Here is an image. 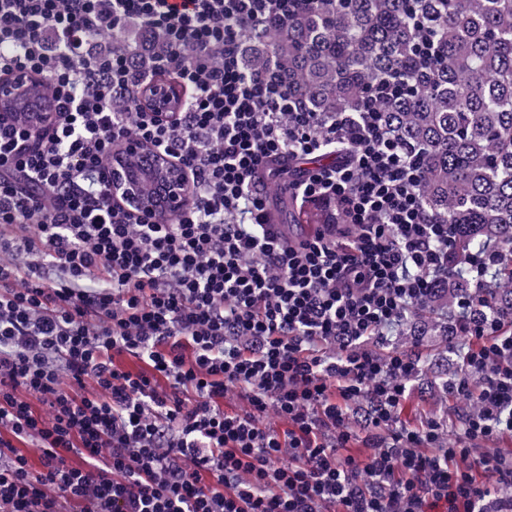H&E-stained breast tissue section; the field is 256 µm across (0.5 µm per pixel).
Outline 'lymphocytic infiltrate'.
I'll return each mask as SVG.
<instances>
[{
  "label": "lymphocytic infiltrate",
  "instance_id": "lymphocytic-infiltrate-1",
  "mask_svg": "<svg viewBox=\"0 0 512 512\" xmlns=\"http://www.w3.org/2000/svg\"><path fill=\"white\" fill-rule=\"evenodd\" d=\"M307 4L0 0V79L38 74L56 100L34 129L0 115V512H512V454L484 449L512 437V331L471 327L459 299L456 390L477 408L451 446L438 418L399 422L419 361L387 332L447 278L456 234L381 117L396 83L322 114L276 69L242 67L247 28ZM132 18L165 36L153 68L112 50ZM169 75L190 94L177 112ZM130 139L185 167L188 206L160 220L113 199ZM336 144L343 161L280 185L334 223L283 239L258 175ZM362 400L361 458L346 447Z\"/></svg>",
  "mask_w": 512,
  "mask_h": 512
}]
</instances>
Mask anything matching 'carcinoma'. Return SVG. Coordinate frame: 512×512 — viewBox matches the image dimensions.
Returning <instances> with one entry per match:
<instances>
[{
  "instance_id": "1",
  "label": "carcinoma",
  "mask_w": 512,
  "mask_h": 512,
  "mask_svg": "<svg viewBox=\"0 0 512 512\" xmlns=\"http://www.w3.org/2000/svg\"><path fill=\"white\" fill-rule=\"evenodd\" d=\"M435 34L438 60L416 55L417 27ZM136 68L152 64L161 38L138 36ZM246 72L278 67L288 96L309 112H355L379 80L401 73L408 87L383 106L384 122L421 150L426 213L459 228V246L498 248L478 317L512 328V0H309L288 23L243 40ZM459 270L423 305L453 308L469 288Z\"/></svg>"
}]
</instances>
